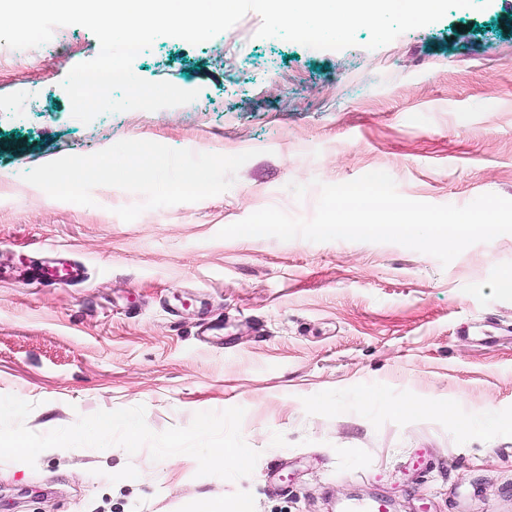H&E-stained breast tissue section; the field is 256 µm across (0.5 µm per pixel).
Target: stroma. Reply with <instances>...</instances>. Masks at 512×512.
<instances>
[{
	"label": "stroma",
	"mask_w": 512,
	"mask_h": 512,
	"mask_svg": "<svg viewBox=\"0 0 512 512\" xmlns=\"http://www.w3.org/2000/svg\"><path fill=\"white\" fill-rule=\"evenodd\" d=\"M504 0L454 8L370 50L261 39L257 13L193 45L157 38L132 69L198 91L155 112L75 119L61 83L97 56L69 26L61 52L0 39V395L34 405L44 434L78 417L145 406L153 432L241 407L260 454L251 476H197L149 448L63 449L0 462V512H186L211 496L252 512H512V234L449 264L395 243L221 239L268 206L311 218L320 187L388 173L406 198L464 206L512 199V27ZM196 153L253 151L222 194L149 209L93 190L51 199L22 178L120 140ZM80 263L49 283L51 252ZM426 405L409 417L397 403ZM130 472L146 483H127Z\"/></svg>",
	"instance_id": "obj_1"
}]
</instances>
